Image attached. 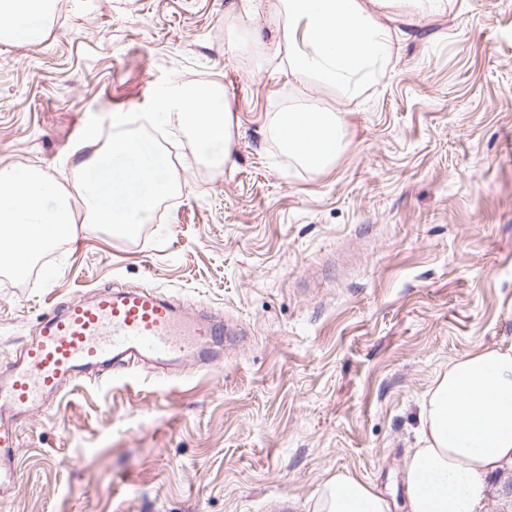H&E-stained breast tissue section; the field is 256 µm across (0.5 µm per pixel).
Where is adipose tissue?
I'll list each match as a JSON object with an SVG mask.
<instances>
[{
	"instance_id": "ef3b65f1",
	"label": "adipose tissue",
	"mask_w": 512,
	"mask_h": 512,
	"mask_svg": "<svg viewBox=\"0 0 512 512\" xmlns=\"http://www.w3.org/2000/svg\"><path fill=\"white\" fill-rule=\"evenodd\" d=\"M452 0H276L278 35L260 30L233 53H263L297 82L314 79L359 96L377 84L399 51L392 17L446 13ZM56 0H0V42L39 38ZM159 109L186 125L204 157L231 165L236 155L232 101L169 92ZM347 115L318 102L288 106L270 124L289 155L324 169L346 148ZM418 446L404 470L409 512H480L487 479L512 464V352L478 349L449 363L420 403ZM314 512H390L388 500L349 473L328 479Z\"/></svg>"
}]
</instances>
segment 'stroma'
I'll use <instances>...</instances> for the list:
<instances>
[{"mask_svg":"<svg viewBox=\"0 0 512 512\" xmlns=\"http://www.w3.org/2000/svg\"><path fill=\"white\" fill-rule=\"evenodd\" d=\"M239 0H57L40 41L0 42V167L83 204L70 152L146 105L163 70L227 88L234 166L171 124L176 195L133 239H68L28 285L0 276V380L45 314L149 284L242 323L219 366L105 370L17 423L0 512H313L347 472L408 512L420 401L449 361L512 352V0H453L410 28L364 105L230 59ZM348 115L321 171L266 131L287 102Z\"/></svg>","mask_w":512,"mask_h":512,"instance_id":"35a3bbf8","label":"stroma"}]
</instances>
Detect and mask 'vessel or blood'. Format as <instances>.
I'll use <instances>...</instances> for the list:
<instances>
[{
    "mask_svg": "<svg viewBox=\"0 0 512 512\" xmlns=\"http://www.w3.org/2000/svg\"><path fill=\"white\" fill-rule=\"evenodd\" d=\"M239 333L218 320L185 319L168 298L149 289L104 288L92 299L78 298L52 311L13 363L10 379L0 384V499L17 479L15 421L39 411L46 395L116 364L191 355L209 365L211 346Z\"/></svg>",
    "mask_w": 512,
    "mask_h": 512,
    "instance_id": "1",
    "label": "vessel or blood"
}]
</instances>
